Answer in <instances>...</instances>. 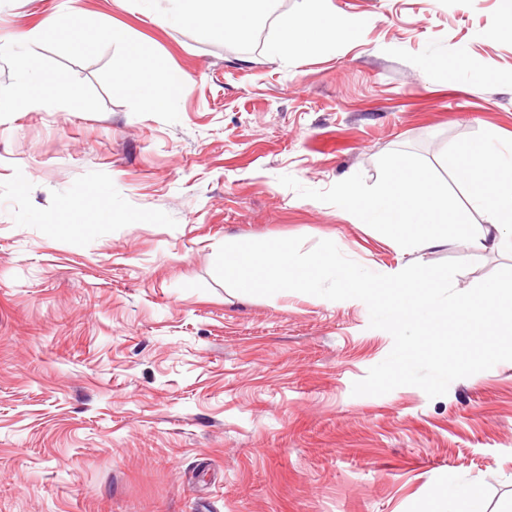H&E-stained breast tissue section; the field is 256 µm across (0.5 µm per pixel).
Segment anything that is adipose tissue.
I'll use <instances>...</instances> for the list:
<instances>
[{"label": "adipose tissue", "mask_w": 512, "mask_h": 512, "mask_svg": "<svg viewBox=\"0 0 512 512\" xmlns=\"http://www.w3.org/2000/svg\"><path fill=\"white\" fill-rule=\"evenodd\" d=\"M265 0H169L164 16L171 24L191 25L225 40L244 37L255 24ZM338 22L330 0H301L298 10L278 20L274 50L279 54L313 50L335 40ZM463 167L473 170L461 184L476 198L483 221L467 223L449 209L448 200L420 171L405 168L393 174L375 194L366 195L347 184L337 190L340 206L387 235L403 254L437 246L449 232H463L472 250L512 251V145L490 139L476 155L464 156Z\"/></svg>", "instance_id": "adipose-tissue-1"}]
</instances>
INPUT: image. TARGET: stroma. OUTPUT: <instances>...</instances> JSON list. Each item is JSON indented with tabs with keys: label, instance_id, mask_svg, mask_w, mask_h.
Masks as SVG:
<instances>
[{
	"label": "stroma",
	"instance_id": "1",
	"mask_svg": "<svg viewBox=\"0 0 512 512\" xmlns=\"http://www.w3.org/2000/svg\"><path fill=\"white\" fill-rule=\"evenodd\" d=\"M61 2L0 0V43ZM297 2L227 42L79 0L184 82L179 121L100 89L109 49L71 66L103 112L0 120V512H432L456 483L512 512V362L434 399L356 396L393 346L364 307L214 275L224 240L299 236L392 269L469 261L460 291L512 266L455 237L398 255L336 201L405 165L482 223L456 160L512 141V0H333L357 34L281 56Z\"/></svg>",
	"mask_w": 512,
	"mask_h": 512
}]
</instances>
